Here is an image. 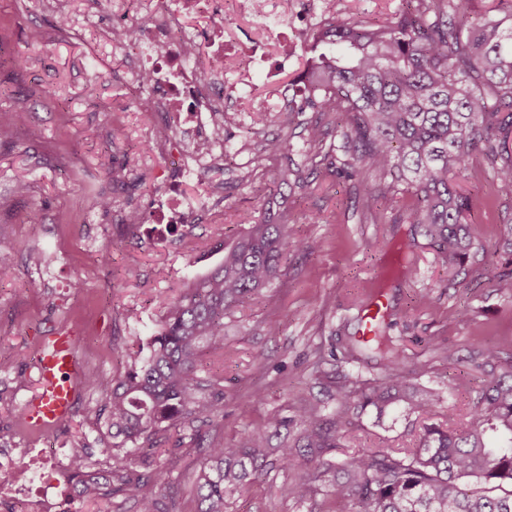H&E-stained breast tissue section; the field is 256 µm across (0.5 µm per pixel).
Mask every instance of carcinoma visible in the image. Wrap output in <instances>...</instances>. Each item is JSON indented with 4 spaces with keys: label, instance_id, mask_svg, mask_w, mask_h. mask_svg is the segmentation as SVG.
<instances>
[{
    "label": "carcinoma",
    "instance_id": "carcinoma-1",
    "mask_svg": "<svg viewBox=\"0 0 512 512\" xmlns=\"http://www.w3.org/2000/svg\"><path fill=\"white\" fill-rule=\"evenodd\" d=\"M314 46L321 52L290 84L301 105L280 124L291 126L293 112L307 110L338 114L343 122L331 131L312 125L301 164L288 156V137L266 141L264 156L285 159L276 180L302 189L307 171L349 169L360 177L353 193L373 223H387L378 199L388 195L402 202L392 223L411 225L443 262L463 267L477 236L465 220L473 199L458 192L455 176L482 155L495 164L498 192L512 196V0H497L495 9L475 17L453 0H402L390 21L317 29ZM333 131L346 156L337 164L334 145H326ZM413 241L392 242L380 287L417 275L408 259ZM295 247L288 210L268 209L224 243L219 264L163 302L147 356L131 358L113 385L87 378L89 389L105 394L104 407L87 416L112 431V447L125 449L113 456L112 478L139 512H178L172 483L145 449L161 446L173 428L191 431L193 440L197 424L219 414L224 362H205L204 351L224 348V319L283 275ZM352 342L380 356L381 375L361 387L337 384L329 392L332 409L300 399L301 429L294 435L288 420L275 419L247 429L236 450L211 444L196 482L197 512H226V494L274 464L296 474L288 488L296 506H315L321 494L336 504L332 512H512V493L492 497L470 489L512 485V354L479 351L476 368L491 380L468 403L463 425L454 426L450 407L446 423L421 425L412 448L383 442L334 462L325 454L361 427L366 408L420 418L440 400L414 387L381 325L370 339ZM275 435L283 436L276 446ZM81 492L91 500L113 495L112 487L92 480Z\"/></svg>",
    "mask_w": 512,
    "mask_h": 512
}]
</instances>
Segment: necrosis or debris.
Here are the masks:
<instances>
[{
  "label": "necrosis or debris",
  "mask_w": 512,
  "mask_h": 512,
  "mask_svg": "<svg viewBox=\"0 0 512 512\" xmlns=\"http://www.w3.org/2000/svg\"><path fill=\"white\" fill-rule=\"evenodd\" d=\"M279 0H224L223 12H216L214 0H152L146 13L148 23L119 47L134 60L130 78L150 88L155 111L178 115L183 151L177 167L182 174L196 176L222 160L224 140L215 136L224 115L225 99L248 98L252 68L260 65L256 49L237 54L239 75L224 84L218 63L236 54L224 39V24L236 15L251 16L267 36L282 40L278 22ZM211 20L213 30L205 42H198L193 30L180 28L183 14ZM200 46L215 60L211 72V93L199 90V78L192 66L191 46ZM249 99V98H248ZM71 480V463L58 448H0V497L18 505V512H70L69 502L59 497L61 484Z\"/></svg>",
  "instance_id": "obj_1"
}]
</instances>
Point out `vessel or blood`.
<instances>
[{
  "instance_id": "b4317fda",
  "label": "vessel or blood",
  "mask_w": 512,
  "mask_h": 512,
  "mask_svg": "<svg viewBox=\"0 0 512 512\" xmlns=\"http://www.w3.org/2000/svg\"><path fill=\"white\" fill-rule=\"evenodd\" d=\"M38 357L41 393L24 409L34 427L57 425L73 413L82 366L74 332L59 331L43 337Z\"/></svg>"
}]
</instances>
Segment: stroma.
<instances>
[{
	"label": "stroma",
	"instance_id": "35a3bbf8",
	"mask_svg": "<svg viewBox=\"0 0 512 512\" xmlns=\"http://www.w3.org/2000/svg\"><path fill=\"white\" fill-rule=\"evenodd\" d=\"M401 0H286L287 46H264L266 61L253 75L254 94L265 112L240 113L228 128L224 163L185 182L194 215L178 231L154 223L164 183L178 153L176 137L160 140L165 116L134 96L123 75L127 56L87 24L98 14L105 26L130 20L135 0H0V125L12 138L0 144V234L13 239L15 256L0 269V435L19 448H71L77 444L113 454L112 437L86 418L102 407L95 391L78 388L73 415L55 434L41 436L21 413L40 391L34 356L43 336L69 328L79 333L87 368L105 380L123 374L130 353L146 350L162 315L159 298L178 296L184 283L207 272L221 257L224 238L243 218L259 219L268 200L287 208L298 242L285 274L262 295L239 307L224 338V414L202 426L197 442L171 431L158 462L171 472L181 512H195L194 481L211 443L236 447L252 425L297 414V398H325L330 379H373L375 362L336 359L318 365L321 351L341 348L359 327L361 306L377 288L386 261L384 244L398 208L383 198L388 223L367 218L350 181L320 174L299 189L275 183L277 161L256 167L249 183L239 176L265 139L290 134L301 147L313 123L334 124L332 114H296L283 129L272 107L276 87L286 85L314 57L320 25L392 17ZM70 30L56 31L57 12ZM25 57V69L16 60ZM27 113L24 124L11 113ZM166 149H159V142ZM27 183L19 193V183ZM458 189L472 196L466 220L481 251L471 252L467 277L458 280L424 237L412 259L417 277L390 281L386 335L401 353L414 382L447 387L465 378L480 390L485 377L472 358L477 345L512 352V298L496 289L506 256L499 241L512 227V199L498 195L494 170L478 159ZM97 197L111 208L94 205ZM144 223L125 226L128 210ZM277 331H270V322ZM361 429L330 455L343 459L376 447L381 439L412 446L416 422L395 412L367 410ZM293 472L273 469L248 489L229 496L228 512H309L288 497Z\"/></svg>",
	"mask_w": 512,
	"mask_h": 512
}]
</instances>
